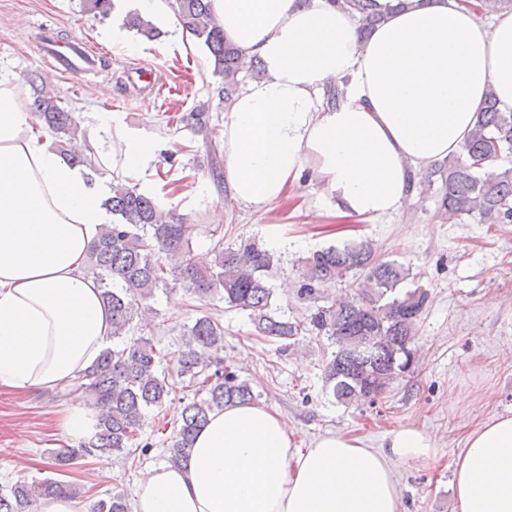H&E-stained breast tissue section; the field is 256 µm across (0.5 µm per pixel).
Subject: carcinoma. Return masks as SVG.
<instances>
[{
    "mask_svg": "<svg viewBox=\"0 0 512 512\" xmlns=\"http://www.w3.org/2000/svg\"><path fill=\"white\" fill-rule=\"evenodd\" d=\"M351 13L360 37L367 39L381 21L375 0H332ZM174 12L183 33L201 42L213 60L214 73L224 78V105H229L242 77L261 72L260 62L242 57L224 37L211 15L210 0H174ZM124 27L148 40L160 35L140 13L128 12ZM33 117L55 139V150L69 161L97 165L69 153L77 130L74 113L59 95L38 91ZM210 115L201 109L192 115V128L207 140ZM512 152V112H502L493 96L480 110L475 128L459 154L435 165L421 177L415 190L430 196L439 213L450 220L478 224H512V168H495L496 159ZM112 223L101 227L90 253L87 273L102 287V298L112 313V337L133 329L142 303L178 274L200 298L220 293L228 307L247 315L260 336L286 343L304 333L325 336L336 352L324 366L326 386L341 405L374 404L394 380L412 373L419 324L430 302L421 287L407 289L410 269L376 257L365 241L330 246L301 259L302 280L297 295L312 303L305 323L292 321L272 305L268 284L278 263L274 253L255 242L224 248L216 244L212 263L201 264L186 239L182 217L160 210L152 198L122 183L112 184L108 200ZM353 279L355 295L328 300L325 287ZM224 330L208 315L196 318L177 349L176 375L158 372L160 351L153 339L140 335L104 351L94 367L79 374L62 396L81 395L98 414L94 435L78 448L53 452V465L67 468L79 458H108L129 447L140 422L152 409L170 400L176 380L189 378L195 391L179 412L167 461H187L199 430L209 415L236 404H250L255 395L249 383L224 368L219 352ZM77 499L80 490L67 482L46 478L29 483L19 479L0 492V512H34L50 498ZM93 512H130L125 494L117 492L93 504Z\"/></svg>",
    "mask_w": 512,
    "mask_h": 512,
    "instance_id": "cac0c4a2",
    "label": "carcinoma"
}]
</instances>
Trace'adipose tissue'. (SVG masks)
I'll use <instances>...</instances> for the list:
<instances>
[{
  "label": "adipose tissue",
  "instance_id": "ef3b65f1",
  "mask_svg": "<svg viewBox=\"0 0 512 512\" xmlns=\"http://www.w3.org/2000/svg\"><path fill=\"white\" fill-rule=\"evenodd\" d=\"M368 40L327 0H211L226 39L262 74L224 114V179L255 209L304 171L347 217L397 214L411 181L456 154L487 93L512 112V12L466 0H404ZM343 99L326 107L329 84ZM34 132L19 86L0 77V385L64 388L112 344L111 314L86 272L109 185ZM408 424L380 447L348 433L302 445L258 404L210 415L185 466L150 470L133 512H401L397 472L433 458ZM456 512H512V416L465 437L451 482Z\"/></svg>",
  "mask_w": 512,
  "mask_h": 512
}]
</instances>
